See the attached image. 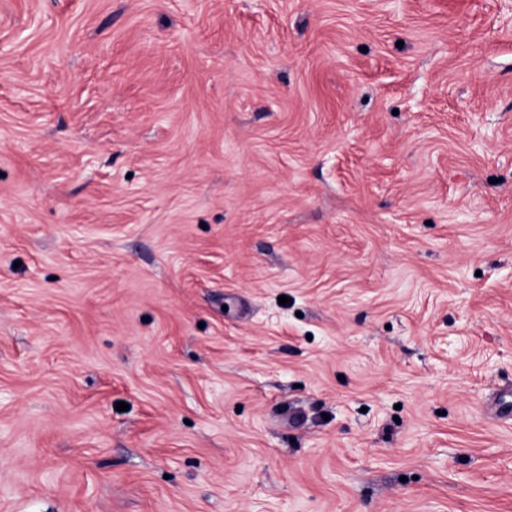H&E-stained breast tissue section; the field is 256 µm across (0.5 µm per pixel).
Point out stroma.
Returning <instances> with one entry per match:
<instances>
[{
    "mask_svg": "<svg viewBox=\"0 0 512 512\" xmlns=\"http://www.w3.org/2000/svg\"><path fill=\"white\" fill-rule=\"evenodd\" d=\"M500 390L512 0H0V512H512Z\"/></svg>",
    "mask_w": 512,
    "mask_h": 512,
    "instance_id": "stroma-1",
    "label": "stroma"
}]
</instances>
